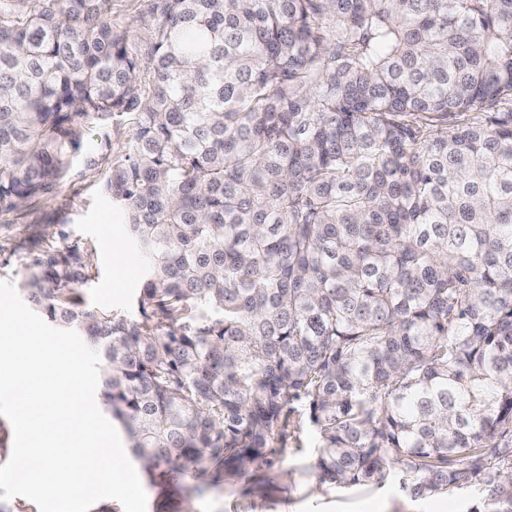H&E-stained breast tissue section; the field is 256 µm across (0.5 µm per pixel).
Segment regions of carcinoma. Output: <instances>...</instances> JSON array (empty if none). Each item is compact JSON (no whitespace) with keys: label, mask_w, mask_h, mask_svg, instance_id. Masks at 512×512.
<instances>
[{"label":"carcinoma","mask_w":512,"mask_h":512,"mask_svg":"<svg viewBox=\"0 0 512 512\" xmlns=\"http://www.w3.org/2000/svg\"><path fill=\"white\" fill-rule=\"evenodd\" d=\"M0 0V216L58 192L87 123L146 258L140 318L82 306L78 247L22 292L100 353L150 479L244 477L305 401L320 482L485 486L512 512V0ZM495 448L507 467L490 466ZM147 0H112V22L126 27L134 50L143 54L153 41L148 18Z\"/></svg>","instance_id":"obj_1"}]
</instances>
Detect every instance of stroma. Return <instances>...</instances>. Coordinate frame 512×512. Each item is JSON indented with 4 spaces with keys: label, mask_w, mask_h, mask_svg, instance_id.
Listing matches in <instances>:
<instances>
[{
    "label": "stroma",
    "mask_w": 512,
    "mask_h": 512,
    "mask_svg": "<svg viewBox=\"0 0 512 512\" xmlns=\"http://www.w3.org/2000/svg\"><path fill=\"white\" fill-rule=\"evenodd\" d=\"M146 4L147 0H112L113 22L127 28L140 53L153 40ZM101 148L95 132H87L61 190L43 202L39 221L0 218V280L20 284L41 250L63 251L75 245L94 275L78 288L86 306L134 318L145 260L126 238L122 211L102 192L101 173L85 167L86 156ZM290 421L287 442L255 462L246 478L228 476L199 490L192 489L185 476L144 482L146 512H467L483 496L481 487L468 486L414 499L395 481L349 490L329 487L319 483L312 469L317 434L305 409L296 407Z\"/></svg>",
    "instance_id": "stroma-1"
}]
</instances>
